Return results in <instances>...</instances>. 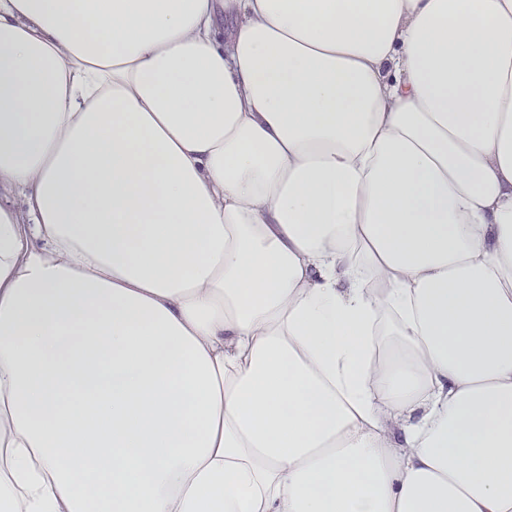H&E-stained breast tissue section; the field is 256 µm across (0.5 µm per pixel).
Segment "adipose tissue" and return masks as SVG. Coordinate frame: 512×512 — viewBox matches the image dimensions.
<instances>
[{
	"instance_id": "adipose-tissue-1",
	"label": "adipose tissue",
	"mask_w": 512,
	"mask_h": 512,
	"mask_svg": "<svg viewBox=\"0 0 512 512\" xmlns=\"http://www.w3.org/2000/svg\"><path fill=\"white\" fill-rule=\"evenodd\" d=\"M0 512H512V0H0Z\"/></svg>"
}]
</instances>
